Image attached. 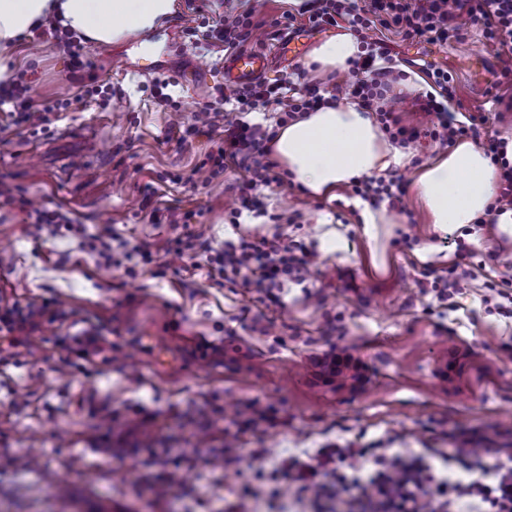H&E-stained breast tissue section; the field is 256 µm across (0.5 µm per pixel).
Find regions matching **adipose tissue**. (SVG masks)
I'll list each match as a JSON object with an SVG mask.
<instances>
[{
  "mask_svg": "<svg viewBox=\"0 0 512 512\" xmlns=\"http://www.w3.org/2000/svg\"><path fill=\"white\" fill-rule=\"evenodd\" d=\"M172 9L173 0H0V80L12 77L18 41L43 17L109 45L153 28ZM358 52L357 40L342 34L316 45L309 61L319 72L342 73ZM271 147L273 160L314 197L410 159L390 146L367 110L350 103L321 107L279 128ZM416 190L431 223L445 230L486 215L497 191V173L485 152L466 141L424 165Z\"/></svg>",
  "mask_w": 512,
  "mask_h": 512,
  "instance_id": "1",
  "label": "adipose tissue"
}]
</instances>
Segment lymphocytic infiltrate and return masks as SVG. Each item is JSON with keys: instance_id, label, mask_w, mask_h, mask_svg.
Here are the masks:
<instances>
[{"instance_id": "lymphocytic-infiltrate-1", "label": "lymphocytic infiltrate", "mask_w": 512, "mask_h": 512, "mask_svg": "<svg viewBox=\"0 0 512 512\" xmlns=\"http://www.w3.org/2000/svg\"><path fill=\"white\" fill-rule=\"evenodd\" d=\"M241 13H227L208 25L207 41L223 45L225 51L241 50L250 38L261 16L265 0H248ZM310 29L330 27L353 31L363 50L350 63L342 82L322 84L308 80L306 72H298L296 80L265 79L228 85L214 84L207 101L193 120L178 125L179 141L186 144L207 138L209 150L195 167L187 183L214 180L229 167H237L242 175L234 185L243 210L263 213L261 190L270 185L283 186L284 178L270 157V142L275 131L246 122L225 120V106L240 112L272 110L278 112L280 124L302 117L319 107L334 103L340 94L358 100L362 108L376 112L383 131L402 148L415 146L428 138L442 145L480 138L484 117L457 119L448 104L455 97L453 79L447 70L431 68L425 72L429 87L421 109L429 117L424 127L402 125L400 118L388 109L385 97L404 75L389 66V54L383 40H373L368 32L375 25L395 28L407 39L430 43L459 36L464 29L480 26L486 41L508 51L500 71L501 78L512 81V0H311V5L298 14L290 12L271 20V27L293 29L298 23ZM11 103L8 121L0 124V135H12L19 129L30 133L47 130L52 116L66 111L67 105L51 99L33 101L22 97L17 80L0 82V104ZM485 153L499 170L498 193L492 212L512 209V162L506 158L501 140H485ZM352 190L372 206L389 202L391 208H402L407 193L403 178L384 180L376 177L356 179ZM279 231L273 237L249 238L225 242L222 249L209 250L207 275L214 283L229 281L244 288L269 292L287 282L303 283L317 264L316 252L304 248L287 233L296 218L288 213L274 215ZM46 316V308L34 303L7 302L0 305V347L23 345L29 332L38 328ZM317 376L325 383L353 377L362 380V365L345 350L330 348L313 361ZM481 448H459L455 459L459 471L435 473L432 467L417 464L399 453L383 448H329L319 454L316 463H296L295 468L304 491L312 497L339 498L346 492L343 480L319 481L322 468L339 463L365 478L373 491V499L385 512H424V498L430 491L445 495L447 512H512V448L495 449L493 467H484Z\"/></svg>"}]
</instances>
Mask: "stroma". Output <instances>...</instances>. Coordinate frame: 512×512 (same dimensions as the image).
Returning a JSON list of instances; mask_svg holds the SVG:
<instances>
[{
    "label": "stroma",
    "mask_w": 512,
    "mask_h": 512,
    "mask_svg": "<svg viewBox=\"0 0 512 512\" xmlns=\"http://www.w3.org/2000/svg\"><path fill=\"white\" fill-rule=\"evenodd\" d=\"M239 5L175 0L174 14L124 43L77 38L90 77L118 90L106 111L79 102L82 84L54 40L17 46L15 73L35 79V99L73 106L45 132L0 140V182L35 208L69 212L86 236L109 230L149 245L154 260L130 271L99 263L65 225L38 232L25 210L0 207V298L44 302L54 316L0 363V512H348L362 487L342 501L307 499L282 460L359 443L433 461L463 435L512 447V303L495 291L512 275V249L495 225L456 228L458 253L411 191L373 240L348 185L331 199L293 185L262 189L267 213L257 217L228 188L234 170L194 190L170 182L209 144L178 145L169 130L224 78L223 47L186 34L184 21ZM370 36L388 43L412 81L392 104L404 125L426 123L414 100L436 67L452 75L459 112L485 116L482 137L512 136V110L487 93L502 63L479 28L436 43L381 27ZM159 79L180 113L157 104ZM172 207L195 209L194 223L154 221L153 209ZM282 211L298 214L292 236L318 257L306 284L288 283L278 302L168 260L184 231L218 249L241 232L273 235L269 216ZM459 261L474 269L463 294L442 301L420 286L422 271L441 275ZM87 336L103 339L89 361L74 354ZM332 346L365 365L362 384L317 378L313 359ZM253 400L280 422L238 432L243 454L223 462L224 434L237 432ZM247 481L258 495L239 499ZM273 483L284 493L274 509L263 499Z\"/></svg>",
    "instance_id": "35a3bbf8"
}]
</instances>
